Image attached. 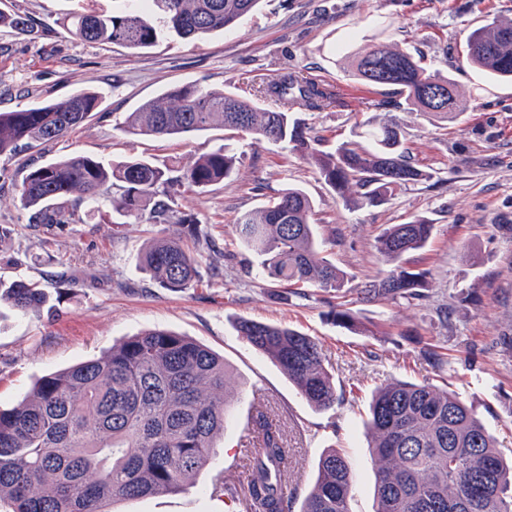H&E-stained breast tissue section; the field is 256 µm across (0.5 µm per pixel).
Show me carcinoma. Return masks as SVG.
I'll return each instance as SVG.
<instances>
[{"instance_id": "1", "label": "carcinoma", "mask_w": 512, "mask_h": 512, "mask_svg": "<svg viewBox=\"0 0 512 512\" xmlns=\"http://www.w3.org/2000/svg\"><path fill=\"white\" fill-rule=\"evenodd\" d=\"M146 9L114 14L93 6L69 13L62 26L81 39L143 49L162 30L189 39L234 27L260 0H142ZM27 31L30 20L0 10V28ZM466 63L491 82L512 81V22L485 16L466 37ZM347 72L358 83L395 91L406 108L455 119L462 111L456 81L429 72L420 57L377 43L361 54L345 53ZM280 110L227 90L175 86L129 113L134 136L180 137L224 128L285 144L310 161L345 201L386 203L401 187L430 174L413 165L401 124L393 117L361 124L366 145L346 142L332 152L299 112L322 109L334 94L297 72H284L261 89ZM101 103L98 92L0 112V160L18 146L56 140L82 125ZM19 199L31 224H79L105 203L135 224H182L196 242L208 232L176 209L178 197L230 178L237 157L228 148L199 155L184 166L131 157L105 163L75 154L44 165L25 164ZM313 204L297 186L239 216V247L262 258V276L288 302L290 288L336 293L345 274L320 258ZM434 225L423 217L391 224L376 237L387 266L364 283L365 298L420 300L429 271L411 256L424 249ZM140 267L162 288L182 292L200 282V254L180 238L152 240ZM45 289L19 278L0 280V303L19 315L44 306ZM327 316L343 327H360L345 303ZM239 336L276 364L301 397L319 411L338 400L334 376L316 340L286 325L241 318ZM224 357L175 332L154 329L133 336L104 355L42 376L15 406L0 408V503L9 512H108L116 499L175 493L218 453L231 402L224 388ZM261 436L246 485L223 478L221 490L244 495L246 512H290L283 481L289 449L262 410L251 417ZM369 453L377 469V512H512V460L471 408L446 388L391 382L378 387L366 422ZM352 473L343 453L326 449L300 512H350Z\"/></svg>"}]
</instances>
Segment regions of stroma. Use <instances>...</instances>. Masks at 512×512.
Wrapping results in <instances>:
<instances>
[{"label": "stroma", "instance_id": "stroma-1", "mask_svg": "<svg viewBox=\"0 0 512 512\" xmlns=\"http://www.w3.org/2000/svg\"><path fill=\"white\" fill-rule=\"evenodd\" d=\"M82 0H0V9L28 16L32 32L0 28V110L56 102L91 88L102 103L83 125L52 143L0 161V278L40 281L61 290L58 312L25 316L0 307V406L18 403L43 375L100 356L149 329H168L223 356L233 398L219 454L176 494L118 500L111 512H242L213 489L221 474L245 469L256 441L247 425L255 392L284 431L290 450L286 483L291 512H300L321 453L344 450L354 478L351 512H375L374 463L365 427L373 391L396 381L447 387L465 402L512 457V82L487 84L469 68L465 39L483 16L512 19V0H261L231 30L202 39L161 37L147 49L98 45L59 23ZM391 43L418 49L431 70L475 91L448 121L399 107L384 92L360 86L340 68V48L364 49L376 23ZM296 70L331 87L330 106L302 119L327 147L351 140L356 121L396 117L412 161L431 179L407 185L377 207L347 206L315 168L285 145L250 136L227 138L223 127L185 138L134 137L129 112L178 84L196 83L255 98L281 72ZM227 146L240 159L229 180L178 201L207 228L222 253L218 272L202 265L197 287L172 292L138 268L145 242L182 225L117 223L111 209L83 224L28 221L18 196L22 162L42 164L80 152L109 161L145 156L189 163ZM295 185L314 205L325 254L348 277L345 298L361 327L327 316L331 295L306 289L279 303L268 280L249 274L258 260L241 254L236 221ZM422 216L434 226L415 263L429 271L423 300L366 299L359 290L385 266L375 239L392 224ZM68 272L66 285L55 276ZM246 318L285 324L315 338L339 396L327 411L311 408L287 375L254 350L235 324ZM442 354L433 368L426 351Z\"/></svg>", "mask_w": 512, "mask_h": 512}]
</instances>
